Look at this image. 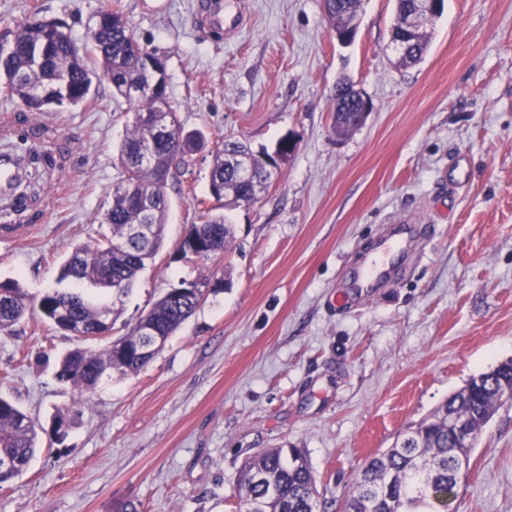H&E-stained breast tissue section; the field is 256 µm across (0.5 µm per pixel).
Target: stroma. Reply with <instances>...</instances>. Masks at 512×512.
I'll return each mask as SVG.
<instances>
[{
  "label": "stroma",
  "mask_w": 512,
  "mask_h": 512,
  "mask_svg": "<svg viewBox=\"0 0 512 512\" xmlns=\"http://www.w3.org/2000/svg\"><path fill=\"white\" fill-rule=\"evenodd\" d=\"M239 2L241 29L217 38L201 24L205 0H0V29L57 19L80 43L98 11L121 9L163 55L185 129L206 136L190 183L168 182L165 244L112 337L171 289L209 282L145 368L82 396L56 378L76 337L36 315L0 332V397L38 431L0 512H238L240 467L280 446L301 448L320 495L340 504L369 458L512 359V0H445L409 67L391 43L395 0H361L348 44L324 0ZM344 78L373 110L338 138L329 96ZM34 118L57 128L39 150L74 144L40 182L44 220L28 242L0 241V282L37 298L73 245L105 232L97 217L133 115L103 83L94 103ZM224 138L297 147L257 203L227 209L232 242L206 259L181 242ZM403 223L420 232L389 281L337 308L374 242ZM67 409L74 423L58 443L52 419ZM449 512H512V403L484 427Z\"/></svg>",
  "instance_id": "stroma-1"
}]
</instances>
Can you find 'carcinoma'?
Listing matches in <instances>:
<instances>
[{
    "instance_id": "cac0c4a2",
    "label": "carcinoma",
    "mask_w": 512,
    "mask_h": 512,
    "mask_svg": "<svg viewBox=\"0 0 512 512\" xmlns=\"http://www.w3.org/2000/svg\"><path fill=\"white\" fill-rule=\"evenodd\" d=\"M360 0H331L327 20L336 28L358 15ZM0 95L15 100L28 112H48L52 105H81L91 100L94 81L112 85V97L134 112V120L118 144L121 179L113 185L111 201L100 223L110 229L92 243L78 244L60 267V279L112 290L123 302L139 275L153 261L165 239L170 209L166 191L157 192L144 210L137 190L157 182L160 174L190 169L195 152L205 144L198 132H187L168 93L167 72L159 89L151 90L154 75L148 60L155 52L136 38L118 8L99 11L82 45L65 32L50 33L29 21L20 28L0 31ZM429 46L422 31L408 41L398 60L401 66L418 62ZM333 128L346 135L362 98L353 85L342 82L331 95ZM272 155L255 153L240 140L226 139L213 152L210 180L220 182L224 200H196L201 223L191 225L190 240L226 250L232 231L224 217L228 205L258 201L279 178L280 170L266 172ZM135 224L149 227L151 240L141 243L130 235ZM69 306L70 323L55 319L56 305ZM197 295L172 289L150 309L151 320L164 335H173L194 313ZM66 333L92 330L102 315L117 308L91 303L74 289H55L33 304L15 281L0 283V332L10 331L28 312ZM124 374L138 373L146 362L134 356L118 359L113 345L102 350L76 347L59 361L57 378L75 387L79 395L93 390L106 365ZM512 394V360L469 379L427 418L400 434L393 446L374 456L358 474L341 512H447L460 476L468 470L472 451L505 393ZM469 419L474 432L469 445L456 441L448 430V416ZM35 423L20 408L0 398V458L12 462L0 469V485L19 476L36 451ZM239 501L255 505L253 512H330L333 503L319 500L309 462L299 448H265L248 458L237 477Z\"/></svg>"
}]
</instances>
